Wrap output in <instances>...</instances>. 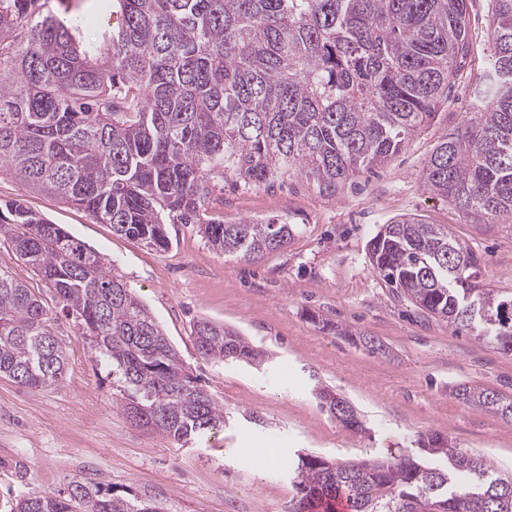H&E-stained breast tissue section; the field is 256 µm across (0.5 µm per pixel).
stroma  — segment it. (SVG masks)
I'll use <instances>...</instances> for the list:
<instances>
[{
  "label": "stroma",
  "mask_w": 512,
  "mask_h": 512,
  "mask_svg": "<svg viewBox=\"0 0 512 512\" xmlns=\"http://www.w3.org/2000/svg\"><path fill=\"white\" fill-rule=\"evenodd\" d=\"M492 11V0H469L470 51L434 121L384 167L356 174L335 199L286 181L271 190L229 180L216 187L223 203L215 217L292 225L288 246L254 263L214 252L192 224L169 225L167 251L147 248L82 208L0 175V203L23 200L112 263L185 367L223 405L226 422L223 431L186 446L133 424L79 320L1 236L0 270L43 301L67 367L49 389L0 376V512H10L22 495L67 493L74 481L164 512H290L289 464L298 454L372 459L411 447L425 432L512 472V417L469 406L455 394L466 385L512 398V356L456 333L398 296L368 253L382 225L413 216L447 227L477 260L484 286L512 293V219L476 221L430 193L422 176L441 137L471 110ZM201 317L238 329L269 351V362L255 368L201 359L191 335ZM344 328L373 338L377 351L346 340ZM318 383L357 407L368 434H351L320 409L312 395ZM275 451L286 454L288 464L272 460Z\"/></svg>",
  "instance_id": "stroma-1"
}]
</instances>
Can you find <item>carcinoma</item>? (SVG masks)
I'll list each match as a JSON object with an SVG mask.
<instances>
[{"label": "carcinoma", "mask_w": 512, "mask_h": 512, "mask_svg": "<svg viewBox=\"0 0 512 512\" xmlns=\"http://www.w3.org/2000/svg\"><path fill=\"white\" fill-rule=\"evenodd\" d=\"M112 41L77 45L48 0H0V172L86 210L156 251L169 224H196L212 250L254 261L288 245L291 225L216 220L215 180L271 188L294 178L334 198L431 123L469 52L468 0H117ZM427 190L489 223L512 218V0H494L473 111L426 161ZM0 235L81 321L116 399L138 426L188 444L224 426V407L183 365L162 326L103 257L18 201ZM382 279L420 310L512 355V298L478 282L448 228L404 216L368 241ZM205 360L262 366L268 351L200 319ZM66 355L41 300L0 272V375L59 383ZM457 397L512 416V401ZM340 423L366 426L355 406ZM409 452L338 463L298 456L291 512H512V474L420 435ZM152 505L71 483L19 496L11 512H151Z\"/></svg>", "instance_id": "obj_1"}]
</instances>
